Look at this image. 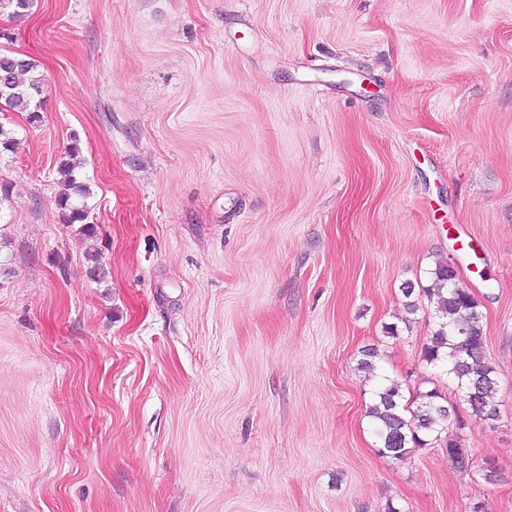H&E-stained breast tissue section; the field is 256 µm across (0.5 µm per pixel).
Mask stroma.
I'll list each match as a JSON object with an SVG mask.
<instances>
[{
  "label": "stroma",
  "mask_w": 512,
  "mask_h": 512,
  "mask_svg": "<svg viewBox=\"0 0 512 512\" xmlns=\"http://www.w3.org/2000/svg\"><path fill=\"white\" fill-rule=\"evenodd\" d=\"M0 48L44 80L0 112V512H512V0H34ZM440 257L490 427L404 309ZM382 376L457 411L403 461ZM75 163L76 162H70L68 160L61 163L64 171L67 172L68 178L59 194V204L63 211L64 223L83 224L84 232L91 234L94 231L95 224L88 221L90 207L84 202L82 204L75 203L72 199L73 193L82 197L89 195V190L84 185L77 184L76 179L73 178L72 173L76 167Z\"/></svg>",
  "instance_id": "obj_1"
}]
</instances>
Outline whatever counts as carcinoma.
Here are the masks:
<instances>
[{
  "label": "carcinoma",
  "mask_w": 512,
  "mask_h": 512,
  "mask_svg": "<svg viewBox=\"0 0 512 512\" xmlns=\"http://www.w3.org/2000/svg\"><path fill=\"white\" fill-rule=\"evenodd\" d=\"M35 70L32 60L0 51V72L7 74V82L0 83V104L29 112L32 122L40 119L36 98L41 94V78ZM62 167L67 172L59 194L63 221L81 224L90 234L95 228L89 222L90 207L72 199L74 194L89 195V190L73 178L75 163L66 160ZM428 275L430 284L422 288V295L434 306L438 322L423 349V361L444 368L455 379L474 421L490 423L500 415V407L495 369L485 356L481 303L470 289L459 286L457 274L446 259L435 260ZM453 414L441 394L430 390L419 395L412 418H406L401 385L388 378L379 384L368 410L379 438L378 453L396 460L405 459L415 449L428 445L429 438L438 437ZM447 451L457 469L466 471L471 467L469 455L457 444L448 443Z\"/></svg>",
  "instance_id": "cac0c4a2"
}]
</instances>
